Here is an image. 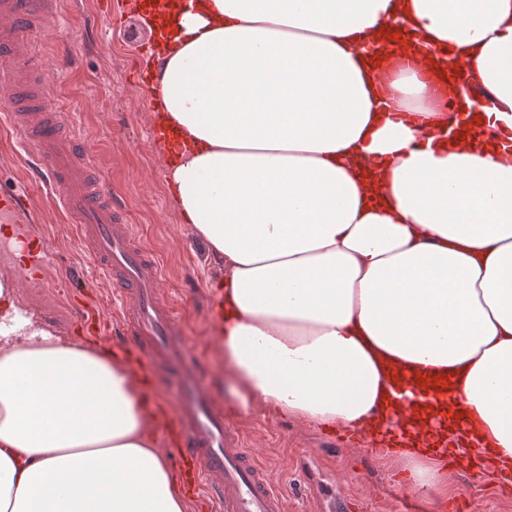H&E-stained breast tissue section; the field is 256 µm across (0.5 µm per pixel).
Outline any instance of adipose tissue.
<instances>
[{"label": "adipose tissue", "instance_id": "adipose-tissue-1", "mask_svg": "<svg viewBox=\"0 0 512 512\" xmlns=\"http://www.w3.org/2000/svg\"><path fill=\"white\" fill-rule=\"evenodd\" d=\"M173 203L224 270L245 399L358 433L403 368L446 377L470 468L512 470V0H140ZM460 60L446 94L400 64ZM390 73L378 82V70ZM0 512H187L127 362L0 281Z\"/></svg>", "mask_w": 512, "mask_h": 512}]
</instances>
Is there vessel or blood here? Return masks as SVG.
I'll return each instance as SVG.
<instances>
[{
	"label": "vessel or blood",
	"instance_id": "1",
	"mask_svg": "<svg viewBox=\"0 0 512 512\" xmlns=\"http://www.w3.org/2000/svg\"><path fill=\"white\" fill-rule=\"evenodd\" d=\"M54 20V0H0V111L8 113L41 157L60 209L78 224L97 268L116 282L127 335L120 347L129 354L133 369L150 387L161 371L177 378L181 391L169 419V438L194 491L204 494L215 512H285L282 495L244 448L223 407L201 387L190 340L179 331L175 308L159 296V263L113 208L88 152L77 150L72 127L56 111L33 124L27 120L50 94L48 79L31 55L30 36ZM29 202L28 194L0 191V223H15ZM398 383L408 392L400 400L404 417L412 414L413 398L431 402L440 390L434 383H417L409 372L399 375ZM345 443L395 457L411 440L400 431L385 442L372 433L360 438L349 434Z\"/></svg>",
	"mask_w": 512,
	"mask_h": 512
}]
</instances>
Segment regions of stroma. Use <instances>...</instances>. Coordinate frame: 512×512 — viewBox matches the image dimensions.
<instances>
[{"instance_id":"stroma-1","label":"stroma","mask_w":512,"mask_h":512,"mask_svg":"<svg viewBox=\"0 0 512 512\" xmlns=\"http://www.w3.org/2000/svg\"><path fill=\"white\" fill-rule=\"evenodd\" d=\"M57 25L37 34L33 51L41 66L57 71L48 108L62 111L88 146L115 203L134 224L140 242L161 266L160 295L176 306L182 333L205 364L203 383L238 428L247 448L286 490L285 512H436L429 490L414 486L394 458L333 442L329 434L295 418L245 404L224 361L209 312L208 285L220 266L169 194L167 165L149 138L152 114L140 68L151 35L139 16L108 8L107 0H55ZM0 188L34 197L16 233L37 241L46 259L29 277L16 254L0 258V277L17 282L22 307L35 311L57 335L77 337L78 314L92 308L107 319L112 343L122 315L112 302V283L100 274L76 224L61 212L55 189L42 180L37 157L8 116L0 113ZM81 272L77 291L58 282ZM446 502L469 501L468 512H512V484L474 475L465 465L447 472Z\"/></svg>"}]
</instances>
